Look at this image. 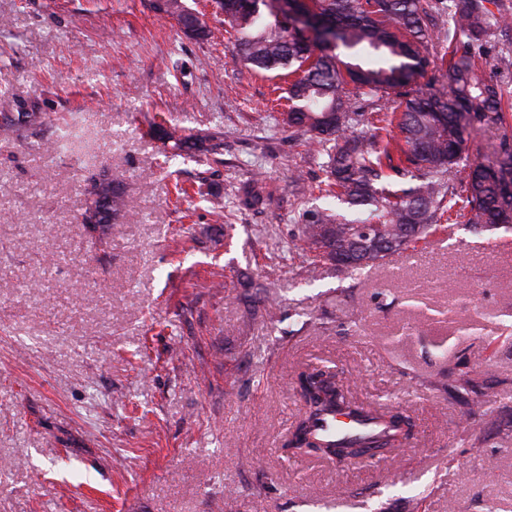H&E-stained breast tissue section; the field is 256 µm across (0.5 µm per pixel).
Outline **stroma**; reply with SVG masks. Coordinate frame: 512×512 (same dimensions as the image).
<instances>
[{"label": "stroma", "mask_w": 512, "mask_h": 512, "mask_svg": "<svg viewBox=\"0 0 512 512\" xmlns=\"http://www.w3.org/2000/svg\"><path fill=\"white\" fill-rule=\"evenodd\" d=\"M185 2L209 39L147 0H0V512H512V234L455 216L343 281L293 249L325 174L277 122L288 83ZM167 121L221 162L167 164ZM67 122L83 156L30 151ZM111 169L126 210L96 245L77 218ZM259 172L271 198L240 209ZM484 365L472 419L448 387ZM322 366L416 440L360 469L288 457L296 374Z\"/></svg>", "instance_id": "35a3bbf8"}]
</instances>
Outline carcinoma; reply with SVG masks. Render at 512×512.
<instances>
[{
  "mask_svg": "<svg viewBox=\"0 0 512 512\" xmlns=\"http://www.w3.org/2000/svg\"><path fill=\"white\" fill-rule=\"evenodd\" d=\"M323 29L312 38L276 17L275 0H224V28L237 35L236 54L246 68L290 78L288 112L282 122L304 138L322 159L324 192L340 208L312 209L298 227L294 248L330 265L336 276L381 266L393 253L425 240L455 209L467 211L470 229L481 234L512 231V136L501 138L498 155L484 163L465 155L467 127L502 120L501 85L486 73L482 52L498 35L512 34V13L492 11L495 0H293ZM184 22L183 0L151 5ZM437 41L448 50H429ZM446 69L448 84L424 88L420 79ZM355 87L350 98L345 86ZM385 100L388 112H367ZM340 119L328 124L325 114ZM171 159L219 161L224 140L212 134L187 137L173 125L155 126ZM64 130L38 150L73 151ZM462 168L463 176L447 174ZM263 202L259 182L240 203ZM98 229L115 224L125 209L119 174H93L81 215L92 209ZM487 369H467L455 378L458 392L474 393L481 404L491 396L481 384ZM296 396L301 418L283 448L314 453L342 467L369 463L358 448L393 451L413 436L410 417L399 408L381 411L349 397L337 372L308 368L299 373ZM334 411L372 424L356 437L325 440L320 417Z\"/></svg>",
  "mask_w": 512,
  "mask_h": 512,
  "instance_id": "1",
  "label": "carcinoma"
}]
</instances>
